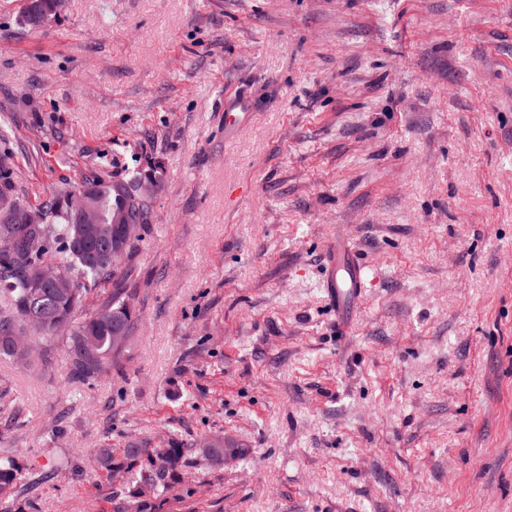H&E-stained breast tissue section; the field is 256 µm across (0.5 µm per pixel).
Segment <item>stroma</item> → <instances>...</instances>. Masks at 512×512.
<instances>
[{"label":"stroma","instance_id":"obj_1","mask_svg":"<svg viewBox=\"0 0 512 512\" xmlns=\"http://www.w3.org/2000/svg\"><path fill=\"white\" fill-rule=\"evenodd\" d=\"M0 0L20 197L158 169L138 314L84 383L0 359L20 512H130L94 450L195 448L156 512H512V0ZM251 117L224 134V95ZM365 265L346 335L326 249ZM59 0H42L41 1V15L38 17V20H33L31 13L28 8V0L23 8V11L20 16L21 24L29 29H40L42 28L46 22L53 16H55L59 12L58 8Z\"/></svg>","mask_w":512,"mask_h":512}]
</instances>
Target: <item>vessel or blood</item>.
Masks as SVG:
<instances>
[{"label":"vessel or blood","mask_w":512,"mask_h":512,"mask_svg":"<svg viewBox=\"0 0 512 512\" xmlns=\"http://www.w3.org/2000/svg\"><path fill=\"white\" fill-rule=\"evenodd\" d=\"M366 281L364 265L353 255L329 250L324 288L337 316H347L360 297Z\"/></svg>","instance_id":"vessel-or-blood-1"}]
</instances>
